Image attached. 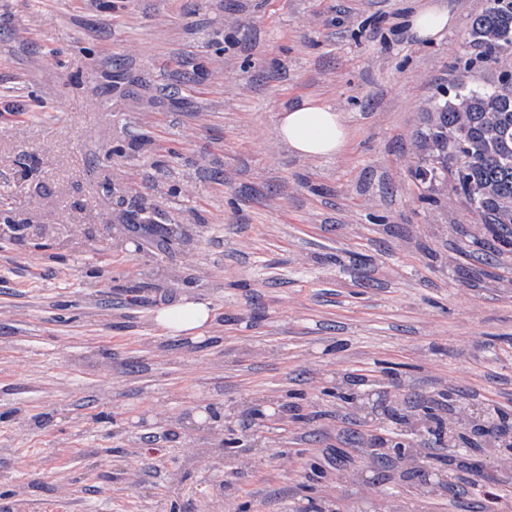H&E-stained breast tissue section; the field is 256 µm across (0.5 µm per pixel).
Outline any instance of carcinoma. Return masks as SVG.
<instances>
[{"mask_svg": "<svg viewBox=\"0 0 512 512\" xmlns=\"http://www.w3.org/2000/svg\"><path fill=\"white\" fill-rule=\"evenodd\" d=\"M466 43L476 60L500 65L497 84L460 81L434 100L422 133L426 153L412 174L425 192L450 185L500 250L512 251V0H488Z\"/></svg>", "mask_w": 512, "mask_h": 512, "instance_id": "carcinoma-1", "label": "carcinoma"}]
</instances>
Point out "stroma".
<instances>
[{
	"instance_id": "1",
	"label": "stroma",
	"mask_w": 512,
	"mask_h": 512,
	"mask_svg": "<svg viewBox=\"0 0 512 512\" xmlns=\"http://www.w3.org/2000/svg\"><path fill=\"white\" fill-rule=\"evenodd\" d=\"M426 2L0 0V104L25 109L0 118V512H512L495 450L436 440L482 479L429 492L362 447L448 394L512 418L485 265L512 254L411 174L438 87L497 79L464 66L486 0H442L435 44L407 30ZM303 98L344 113L342 155L276 137ZM185 297L204 342L155 322Z\"/></svg>"
}]
</instances>
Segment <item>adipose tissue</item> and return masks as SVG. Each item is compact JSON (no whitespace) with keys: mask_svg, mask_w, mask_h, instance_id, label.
Listing matches in <instances>:
<instances>
[{"mask_svg":"<svg viewBox=\"0 0 512 512\" xmlns=\"http://www.w3.org/2000/svg\"><path fill=\"white\" fill-rule=\"evenodd\" d=\"M408 22L417 39L438 41L454 26L455 17L433 2L412 14ZM275 129L296 154L307 158L337 156L349 139L343 113L310 98L280 111ZM155 321L167 335L197 342L205 339L213 322V311L207 302L186 299L160 308Z\"/></svg>","mask_w":512,"mask_h":512,"instance_id":"ef3b65f1","label":"adipose tissue"}]
</instances>
